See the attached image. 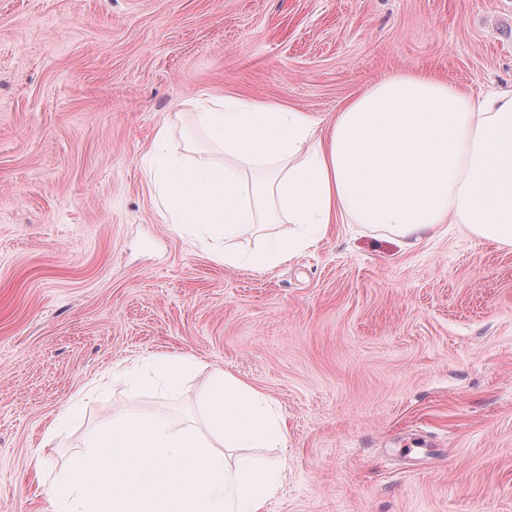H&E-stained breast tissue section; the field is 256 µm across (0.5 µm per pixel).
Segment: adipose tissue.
Here are the masks:
<instances>
[{
	"instance_id": "obj_1",
	"label": "adipose tissue",
	"mask_w": 512,
	"mask_h": 512,
	"mask_svg": "<svg viewBox=\"0 0 512 512\" xmlns=\"http://www.w3.org/2000/svg\"><path fill=\"white\" fill-rule=\"evenodd\" d=\"M224 155L172 157L152 176L171 224L231 242L245 224H288L253 254L262 270L312 244L306 226L370 224L412 246L440 224L512 246V85L477 98L432 77L372 84L336 114L328 133L282 105L250 101L195 113Z\"/></svg>"
}]
</instances>
